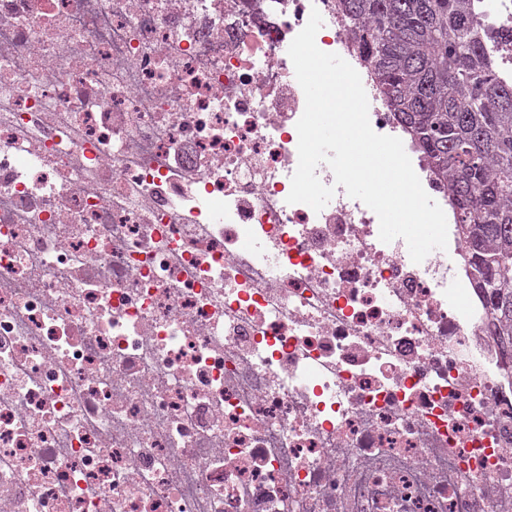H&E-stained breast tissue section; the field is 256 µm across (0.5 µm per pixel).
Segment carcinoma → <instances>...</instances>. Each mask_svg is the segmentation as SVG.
Returning <instances> with one entry per match:
<instances>
[{"label": "carcinoma", "instance_id": "1", "mask_svg": "<svg viewBox=\"0 0 512 512\" xmlns=\"http://www.w3.org/2000/svg\"><path fill=\"white\" fill-rule=\"evenodd\" d=\"M386 108L448 180L471 276L512 361V80L495 76L472 0H340Z\"/></svg>", "mask_w": 512, "mask_h": 512}]
</instances>
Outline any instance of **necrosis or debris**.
Wrapping results in <instances>:
<instances>
[{
	"instance_id": "necrosis-or-debris-1",
	"label": "necrosis or debris",
	"mask_w": 512,
	"mask_h": 512,
	"mask_svg": "<svg viewBox=\"0 0 512 512\" xmlns=\"http://www.w3.org/2000/svg\"><path fill=\"white\" fill-rule=\"evenodd\" d=\"M338 0H0V512H512V368L446 249L286 198ZM512 78V0L481 17Z\"/></svg>"
}]
</instances>
